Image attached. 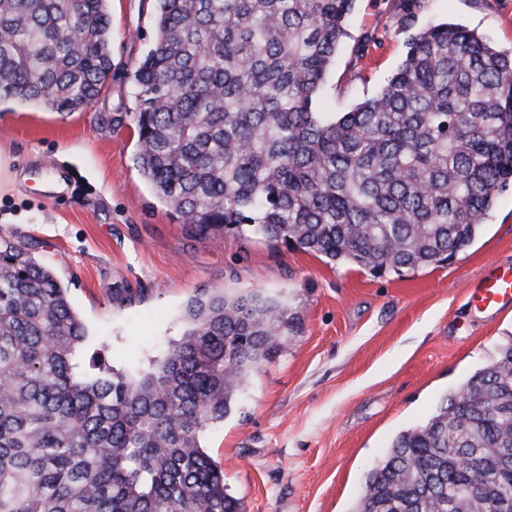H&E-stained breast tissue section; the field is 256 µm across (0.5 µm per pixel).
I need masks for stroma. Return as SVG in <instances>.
<instances>
[{"label": "stroma", "instance_id": "35a3bbf8", "mask_svg": "<svg viewBox=\"0 0 512 512\" xmlns=\"http://www.w3.org/2000/svg\"><path fill=\"white\" fill-rule=\"evenodd\" d=\"M112 73L87 109L0 102L17 182L0 191V236L52 267L88 330L78 374L101 352L136 376L185 329L203 292H259L300 316L231 415L201 438L245 512H351L369 468L512 337V308L472 310L468 290L512 262V190L446 265L374 275L262 238L194 237L133 162L132 74L155 38L154 0H110ZM475 30L512 51V0H356L331 65L326 112L373 95L406 53L407 17ZM123 126H115V119Z\"/></svg>", "mask_w": 512, "mask_h": 512}]
</instances>
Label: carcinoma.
Wrapping results in <instances>:
<instances>
[{"label":"carcinoma","mask_w":512,"mask_h":512,"mask_svg":"<svg viewBox=\"0 0 512 512\" xmlns=\"http://www.w3.org/2000/svg\"><path fill=\"white\" fill-rule=\"evenodd\" d=\"M108 0H0V101L90 105ZM134 71L133 161L196 237L251 234L373 274L453 259L512 187V52L456 23L407 39L347 112L316 104L356 0H155ZM134 379L92 358L67 289L0 237V512H244L202 448L299 316L202 293ZM512 339L400 432L352 512H512Z\"/></svg>","instance_id":"carcinoma-1"}]
</instances>
